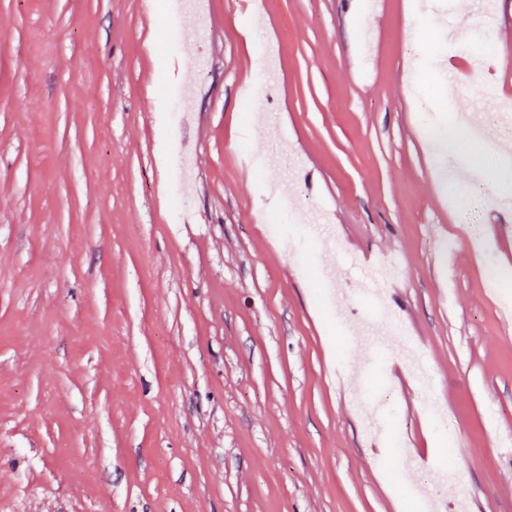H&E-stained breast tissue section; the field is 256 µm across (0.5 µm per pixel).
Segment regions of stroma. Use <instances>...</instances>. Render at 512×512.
Listing matches in <instances>:
<instances>
[{
    "mask_svg": "<svg viewBox=\"0 0 512 512\" xmlns=\"http://www.w3.org/2000/svg\"><path fill=\"white\" fill-rule=\"evenodd\" d=\"M0 0V512H512V165L422 136L485 87L442 40L512 41V0ZM207 60L194 177L163 161L184 56ZM288 186L272 195L248 161ZM190 206L176 219L175 196ZM401 276L356 291L371 267ZM351 289L336 312L324 269ZM396 318L424 358L361 348ZM486 283L504 300L512 297V273L502 272L495 267H489L486 274Z\"/></svg>",
    "mask_w": 512,
    "mask_h": 512,
    "instance_id": "35a3bbf8",
    "label": "stroma"
}]
</instances>
